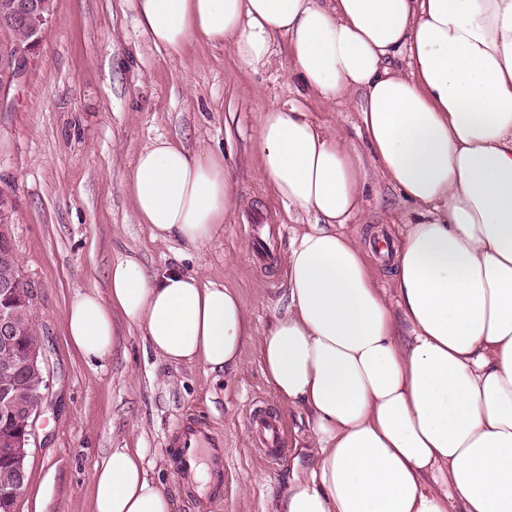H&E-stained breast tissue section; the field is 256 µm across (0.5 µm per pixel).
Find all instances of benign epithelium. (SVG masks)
Segmentation results:
<instances>
[{"label":"benign epithelium","mask_w":512,"mask_h":512,"mask_svg":"<svg viewBox=\"0 0 512 512\" xmlns=\"http://www.w3.org/2000/svg\"><path fill=\"white\" fill-rule=\"evenodd\" d=\"M46 7L45 0H13L0 7V29L21 27L27 35V50L16 53L11 61L16 72L27 65L30 55L36 52L43 41L50 19L46 15ZM28 300V294L15 287L13 281L0 284V347L7 351L12 349L19 331L18 311ZM47 362V355L39 342L15 353L9 360L0 354V376L11 377L18 372H24L33 377L28 386V411L18 428L4 440V444L11 448L15 469L21 476L25 475V448L33 434V421L41 409L43 391L49 388V380L44 376Z\"/></svg>","instance_id":"7a95c632"}]
</instances>
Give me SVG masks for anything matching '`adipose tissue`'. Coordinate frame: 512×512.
I'll use <instances>...</instances> for the list:
<instances>
[{"label": "adipose tissue", "instance_id": "obj_1", "mask_svg": "<svg viewBox=\"0 0 512 512\" xmlns=\"http://www.w3.org/2000/svg\"><path fill=\"white\" fill-rule=\"evenodd\" d=\"M154 46L227 48L306 97L359 96V134L410 206L396 236L349 231L367 184L356 146L303 100L261 110L259 177L314 217L284 258L288 303L262 336L231 288L116 259L108 293L64 312L88 361L140 328L171 364L238 371L257 340L264 378L305 411L309 474L273 512H512V0H137ZM127 190L153 238L209 242L237 204L228 157L157 138ZM392 253L386 281L367 254ZM91 512H174L138 448L96 468Z\"/></svg>", "mask_w": 512, "mask_h": 512}]
</instances>
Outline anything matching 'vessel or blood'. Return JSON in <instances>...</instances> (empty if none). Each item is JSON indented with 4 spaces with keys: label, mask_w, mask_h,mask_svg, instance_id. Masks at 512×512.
<instances>
[{
    "label": "vessel or blood",
    "mask_w": 512,
    "mask_h": 512,
    "mask_svg": "<svg viewBox=\"0 0 512 512\" xmlns=\"http://www.w3.org/2000/svg\"><path fill=\"white\" fill-rule=\"evenodd\" d=\"M250 424L263 446L281 436L278 418L254 411ZM224 442L195 421L185 422L174 440L177 474L203 512L224 485Z\"/></svg>",
    "instance_id": "vessel-or-blood-1"
}]
</instances>
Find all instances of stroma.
Listing matches in <instances>:
<instances>
[{
  "label": "stroma",
  "instance_id": "stroma-1",
  "mask_svg": "<svg viewBox=\"0 0 512 512\" xmlns=\"http://www.w3.org/2000/svg\"><path fill=\"white\" fill-rule=\"evenodd\" d=\"M284 60L280 51L250 69L221 47L168 52L149 42L132 0H53L38 53L0 94V194L14 206L8 233L34 290L35 326L52 375L16 512H90L96 467L125 446L142 448L145 469L166 487L174 512H194L169 449L189 416L224 439V494L211 512H272V499L312 467L306 419L269 388L255 340L244 346L240 370L224 377L198 363L165 362L135 327L91 364L64 325L67 303L89 289L106 292L112 261L132 253L147 270L177 264L236 289L256 336L284 312L278 260L300 224L258 177L253 147L258 112L297 95ZM359 105L350 96L310 102L309 110L364 154ZM160 136L192 153L232 156L238 208L202 247L153 239L136 219L126 177L138 151ZM367 177L359 221L390 229L403 204L375 171ZM258 405L284 423L278 460L263 459L250 428Z\"/></svg>",
  "mask_w": 512,
  "mask_h": 512
}]
</instances>
